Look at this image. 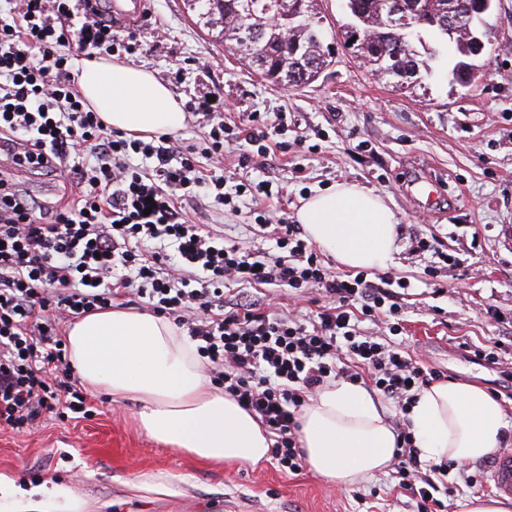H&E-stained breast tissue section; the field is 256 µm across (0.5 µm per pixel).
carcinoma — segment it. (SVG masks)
Instances as JSON below:
<instances>
[{
	"mask_svg": "<svg viewBox=\"0 0 512 512\" xmlns=\"http://www.w3.org/2000/svg\"><path fill=\"white\" fill-rule=\"evenodd\" d=\"M251 2L258 21V35L254 40L240 44L230 24H240L245 15L243 4ZM295 0H206L207 26L216 38L228 44L241 55L253 71L263 78L289 87L311 82L323 68L332 62V47L326 43L322 17L317 4H310L305 26L308 31L301 36L300 50H293L291 39L276 32L268 20L272 14L264 13L271 6L286 7ZM428 24L400 41L391 36L383 24L387 12L409 9L411 0H345L347 12L355 15L363 41L353 43L349 49L361 59V64L372 75L398 90L420 87L433 78L436 64L448 51H453L457 62L449 74L457 77L463 72L472 73L476 68L469 39L459 35L448 38V32L431 25L435 20L448 17L451 9L459 12H481L483 0H418Z\"/></svg>",
	"mask_w": 512,
	"mask_h": 512,
	"instance_id": "obj_1",
	"label": "carcinoma"
}]
</instances>
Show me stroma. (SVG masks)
<instances>
[{
	"instance_id": "obj_1",
	"label": "stroma",
	"mask_w": 512,
	"mask_h": 512,
	"mask_svg": "<svg viewBox=\"0 0 512 512\" xmlns=\"http://www.w3.org/2000/svg\"><path fill=\"white\" fill-rule=\"evenodd\" d=\"M329 42L341 38L343 0H319ZM148 24L136 27L138 51L120 61L151 70L185 105L210 96L234 136L224 162L196 155V165L228 184L266 180L268 216L294 218L302 199L339 182L388 197L397 212L399 252L390 270L406 281L396 297L398 330L363 321L362 335L404 348L441 381L478 380L503 407L501 447L512 448V0H497L487 22L492 51L466 86L438 73L414 93L395 92L348 50L319 77L287 89L253 74L237 53L196 23L187 0H150ZM282 118L265 170L238 164L253 114ZM38 204L66 203L63 175L15 169L0 174ZM437 178L424 199L413 182ZM195 223L226 242L271 251L249 208L231 211L214 195L188 187L181 200ZM434 241L436 252L412 239ZM92 417L44 420L17 433L0 429V473L26 488L42 481L70 487L78 512H417L394 471L340 488L310 469L291 474L273 462L208 463L170 449L138 424L136 401L89 393ZM482 461L452 464L439 499L461 512L472 495H489Z\"/></svg>"
}]
</instances>
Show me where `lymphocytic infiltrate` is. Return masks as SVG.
I'll return each mask as SVG.
<instances>
[{
  "label": "lymphocytic infiltrate",
  "mask_w": 512,
  "mask_h": 512,
  "mask_svg": "<svg viewBox=\"0 0 512 512\" xmlns=\"http://www.w3.org/2000/svg\"><path fill=\"white\" fill-rule=\"evenodd\" d=\"M67 2L20 0L19 20L0 23V152L26 169L67 172L76 194L70 210L39 214L0 181V427L91 416L59 326L128 295L197 341L211 382L265 428L281 470L303 468L298 418L310 399L336 378L367 380L401 413L399 488L420 498L419 512H437L435 477L448 466L421 460L405 420L437 374L358 331L361 321L397 316L401 279L337 275L284 218L269 227L270 253L191 222L179 204L187 185L226 203L249 188L205 178L182 139L146 142L103 124L76 89L71 60L116 43L117 32L102 14L75 17ZM138 155L150 171L133 166ZM232 284L318 288L329 304L307 325L227 294Z\"/></svg>",
  "instance_id": "f902f5d3"
}]
</instances>
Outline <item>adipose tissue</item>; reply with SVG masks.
<instances>
[{
  "instance_id": "obj_1",
  "label": "adipose tissue",
  "mask_w": 512,
  "mask_h": 512,
  "mask_svg": "<svg viewBox=\"0 0 512 512\" xmlns=\"http://www.w3.org/2000/svg\"><path fill=\"white\" fill-rule=\"evenodd\" d=\"M82 97L110 128L137 136L173 133L188 115L182 100L150 71L107 58L82 61ZM308 238L340 264L377 271L394 259L398 219L384 198L339 182L309 196L296 213ZM68 358L80 382L119 402L139 403L141 429L171 449L205 461L258 464L272 440L222 388L209 384L195 344L164 317L102 309L68 323ZM408 417L424 459L460 464L500 444L504 417L479 384L438 382L422 389ZM299 446L314 473L348 487L385 471L396 435L368 391L343 382L323 388L303 408ZM69 487L52 485L41 499L15 490L0 474V512H56L74 507Z\"/></svg>"
}]
</instances>
